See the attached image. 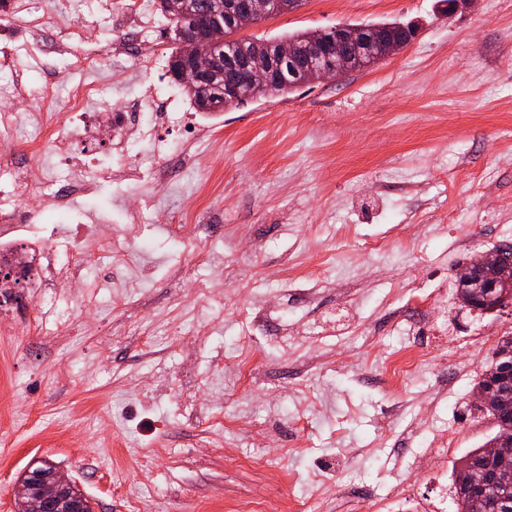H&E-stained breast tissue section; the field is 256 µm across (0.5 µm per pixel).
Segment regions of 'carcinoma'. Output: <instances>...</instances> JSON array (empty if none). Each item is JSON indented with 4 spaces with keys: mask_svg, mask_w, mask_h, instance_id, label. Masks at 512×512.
I'll return each mask as SVG.
<instances>
[{
    "mask_svg": "<svg viewBox=\"0 0 512 512\" xmlns=\"http://www.w3.org/2000/svg\"><path fill=\"white\" fill-rule=\"evenodd\" d=\"M157 11L172 27L174 35L191 28L201 15L222 14L228 0H157ZM399 22H384L363 24L365 40L344 46V51L355 59H361L367 64L378 61L375 56V44L387 29L397 28ZM231 38L224 39V34L217 33V43L213 51L218 63L202 87L185 88L194 108L198 112H222L224 108L239 105L232 98H224V87L233 79V69L226 66V60L231 58L238 66L249 65L256 60H272L279 66L277 75L278 87L274 92H284L288 89L303 85L306 75L303 69L309 67L312 61L308 58L306 49V33L294 32L275 38H234V31H228ZM283 43H294L299 48V54L292 62L278 61L274 50ZM486 292L493 296L489 310L507 306V300H512V285L488 288ZM497 360L486 371L478 385L491 386L507 379L512 373V334L502 336L495 349ZM493 417L512 426V391L504 392L499 399L487 409ZM497 437L488 439L482 446L474 448L459 460L454 467L453 484L456 496L457 512H470L471 489L476 483L486 488L492 507L491 512H512V456H502L494 449Z\"/></svg>",
    "mask_w": 512,
    "mask_h": 512,
    "instance_id": "1",
    "label": "carcinoma"
}]
</instances>
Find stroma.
Wrapping results in <instances>:
<instances>
[{
    "mask_svg": "<svg viewBox=\"0 0 512 512\" xmlns=\"http://www.w3.org/2000/svg\"><path fill=\"white\" fill-rule=\"evenodd\" d=\"M70 0H41L45 17L23 33L0 12V48L16 67L51 81L29 111L54 125L67 113V89L98 87L88 111L142 99L144 116L164 95L148 73L156 51L176 42L153 14L154 43L122 35L106 15L71 20ZM404 21L417 36L403 50L338 79L314 81L221 112L183 109L207 127L184 152L182 174L156 185L140 179L101 183L73 200V222L94 215L112 230L136 223L149 242L143 290L151 312L113 307L107 290L90 291L102 334L66 322V291L37 302L19 291L0 313V512H14L13 488L35 459L70 475L95 512H228L240 500L290 498L293 512H314L323 495L318 469L340 475L357 499L391 494L410 470L414 497L452 481L459 458L497 432L473 395L498 340L512 332V305L482 315L448 304V336L423 374L389 382L385 356L410 343L395 308L413 307L421 290L453 280L458 265L512 245V0H474L448 16L441 0H303L243 29L271 38L340 23ZM77 26L95 67L68 51ZM222 224L220 238L173 244L167 225L198 202ZM262 244L261 267H243L236 305L189 295L187 283L242 256L244 238ZM368 241L378 251L364 250ZM334 255L315 286V303L289 301L306 335L287 343L258 331L254 305L279 291L273 274L310 273L325 250ZM183 270L172 277V268ZM366 282L341 303L335 287ZM28 318L26 335L15 317ZM203 320L208 336L175 337L169 323ZM372 327L366 341L362 327ZM151 337V350L134 340ZM193 347L190 360L178 345ZM253 355L266 378L239 377L237 361ZM279 387V412L258 392ZM202 392L209 405L188 420L183 397ZM458 435L440 470L413 458L448 430ZM302 431L306 450L293 449ZM281 467L291 483L266 477Z\"/></svg>",
    "mask_w": 512,
    "mask_h": 512,
    "instance_id": "35a3bbf8",
    "label": "stroma"
}]
</instances>
